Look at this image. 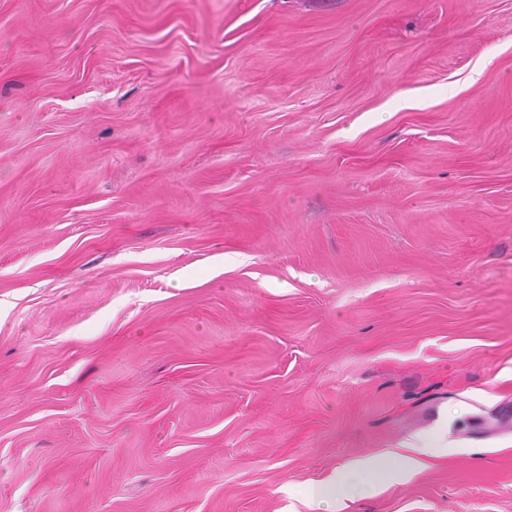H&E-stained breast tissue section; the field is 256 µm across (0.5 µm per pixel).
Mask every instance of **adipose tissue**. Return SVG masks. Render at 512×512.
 Wrapping results in <instances>:
<instances>
[{"mask_svg":"<svg viewBox=\"0 0 512 512\" xmlns=\"http://www.w3.org/2000/svg\"><path fill=\"white\" fill-rule=\"evenodd\" d=\"M428 452V443L422 441L411 445L409 452L406 453H388L372 461H349L315 493L317 505L322 512H337L339 505L348 500H355L359 492L365 491L364 476L371 470L382 476L392 473L416 475L423 470L422 458Z\"/></svg>","mask_w":512,"mask_h":512,"instance_id":"adipose-tissue-1","label":"adipose tissue"}]
</instances>
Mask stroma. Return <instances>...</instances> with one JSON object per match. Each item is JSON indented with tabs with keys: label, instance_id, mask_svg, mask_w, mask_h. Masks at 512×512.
I'll list each match as a JSON object with an SVG mask.
<instances>
[{
	"label": "stroma",
	"instance_id": "obj_1",
	"mask_svg": "<svg viewBox=\"0 0 512 512\" xmlns=\"http://www.w3.org/2000/svg\"><path fill=\"white\" fill-rule=\"evenodd\" d=\"M512 512V0H0V512ZM429 448L430 445L420 439L419 443L408 447L410 453H388L372 461L355 459L347 462L315 493L317 506L325 510L323 512H335L349 505L346 499L353 503L359 491L365 493L364 475L370 470L382 477L392 473L409 476L420 473L424 468L422 456L428 454Z\"/></svg>",
	"mask_w": 512,
	"mask_h": 512
}]
</instances>
